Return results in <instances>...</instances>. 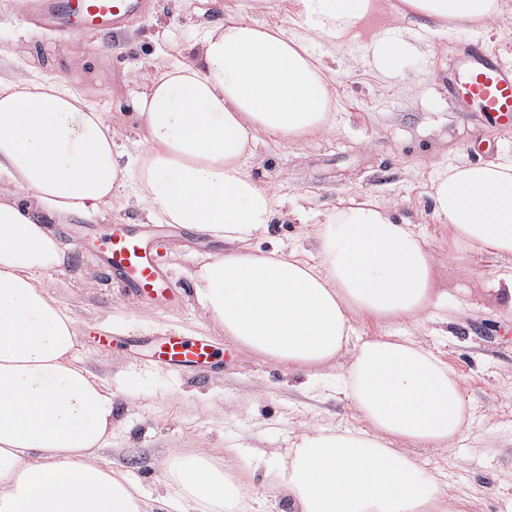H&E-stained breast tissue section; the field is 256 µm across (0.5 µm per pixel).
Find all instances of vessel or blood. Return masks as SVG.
<instances>
[{
  "mask_svg": "<svg viewBox=\"0 0 512 512\" xmlns=\"http://www.w3.org/2000/svg\"><path fill=\"white\" fill-rule=\"evenodd\" d=\"M153 0H26L30 22L58 32L77 29L98 36L116 33L147 12ZM448 88L468 112L483 113L494 125L512 126V65L505 64L483 43H464L459 67ZM107 266L133 292L151 291L168 300L170 287L156 259L155 240L125 224L109 226L98 239ZM162 362L204 375L219 364L212 340L175 333L154 343Z\"/></svg>",
  "mask_w": 512,
  "mask_h": 512,
  "instance_id": "vessel-or-blood-1",
  "label": "vessel or blood"
}]
</instances>
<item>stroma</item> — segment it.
I'll return each mask as SVG.
<instances>
[{"mask_svg":"<svg viewBox=\"0 0 512 512\" xmlns=\"http://www.w3.org/2000/svg\"><path fill=\"white\" fill-rule=\"evenodd\" d=\"M233 10L259 22H276L274 12L252 9L251 0H154V7L126 28L102 40L83 33L53 35L30 25L15 0H0V76L22 72L38 79L66 77L95 97L121 124L126 147L142 132L133 99L151 83L155 65L177 54L197 33L222 22ZM483 39L502 61L512 63V0L491 22L467 28L440 24L430 40L405 52L392 78H381L365 41L339 47L316 39L310 47L332 56L329 76L334 99L330 131L288 146L259 134L249 162L267 182L283 214L252 250L272 242L315 251L313 227L294 210L327 214L350 198L369 196L422 234L434 261L436 282L448 293L447 335L432 322L353 317L358 338L407 332L424 349L447 362L461 384L471 425L454 447L397 443L420 467L448 476L449 494L469 502L468 512H512V312L496 301L485 282L500 264L476 246L452 242L436 217L432 174L448 161L479 164L512 151V128L488 125L477 112L458 111L448 94V77L462 40ZM65 235L71 263L56 277V294L74 310L81 331L80 355L100 376L112 377V459L145 496L164 491L165 463L205 452L255 512H289L276 461L307 434L367 430L340 387L309 389L308 373L345 376L346 356L315 366L287 368L226 338L193 301L191 272L218 252V245L178 227L146 226L165 237L168 279L180 296L175 306L129 294L112 279L99 252L87 240L84 221ZM150 319L145 338L178 328L224 343L233 360L205 381L155 364L148 345H98L106 322Z\"/></svg>","mask_w":512,"mask_h":512,"instance_id":"35a3bbf8","label":"stroma"}]
</instances>
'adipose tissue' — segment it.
Returning a JSON list of instances; mask_svg holds the SVG:
<instances>
[{
	"mask_svg": "<svg viewBox=\"0 0 512 512\" xmlns=\"http://www.w3.org/2000/svg\"><path fill=\"white\" fill-rule=\"evenodd\" d=\"M279 22L229 12L188 50L163 59L136 95L142 129L123 162L122 128L69 81L0 80V512H236L241 496L202 453L166 466V494L147 499L105 457L111 381L78 354L73 309L51 289L70 261L54 227L110 214L115 200L155 224L224 245L195 269V301L224 333L294 368L348 356L353 407L375 429L303 436L279 465L294 512H460L443 473L392 449L451 446L467 429L458 380L407 338L351 345L352 317L422 318L439 307L433 260L408 223L350 199L315 222L317 259L250 244L270 229L276 198L247 159L257 132L282 143L325 131L327 67L304 45L340 46L381 0H254ZM500 0H401L399 15L467 27ZM434 213L453 236L512 262V154L438 168Z\"/></svg>",
	"mask_w": 512,
	"mask_h": 512,
	"instance_id": "obj_1",
	"label": "adipose tissue"
}]
</instances>
